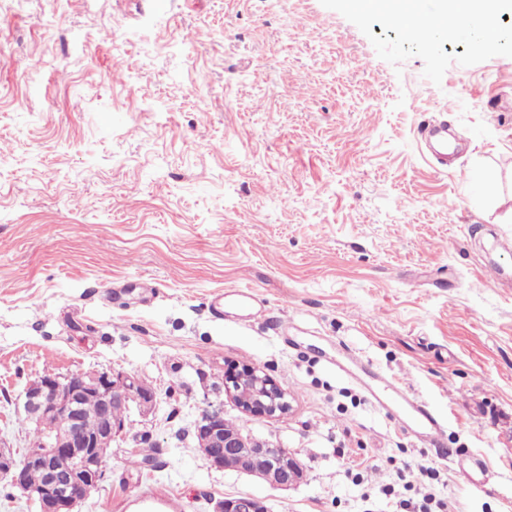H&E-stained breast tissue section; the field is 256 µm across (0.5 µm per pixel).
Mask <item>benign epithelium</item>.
Masks as SVG:
<instances>
[{"mask_svg":"<svg viewBox=\"0 0 512 512\" xmlns=\"http://www.w3.org/2000/svg\"><path fill=\"white\" fill-rule=\"evenodd\" d=\"M226 384L246 413L276 417L290 408L286 393L256 367L230 369ZM88 392L101 395L102 400L101 425L94 435L86 431L81 419V398ZM154 400V391L135 376L110 369L41 376L25 388V412L32 418L64 413L70 417V425L64 432L30 446L20 460L1 441L0 477L21 489L40 512H74L84 499L85 481H101L106 476L104 447L124 431L118 417L125 416L134 404L146 410ZM195 436L197 447L216 469L222 468L224 455L234 454L244 462V471L273 487L286 488L301 478L300 464L288 449L270 448L226 430L220 408L202 415ZM29 467L44 472L42 485L28 486L25 471ZM215 512H266V507L255 497H226L216 503Z\"/></svg>","mask_w":512,"mask_h":512,"instance_id":"7a95c632","label":"benign epithelium"}]
</instances>
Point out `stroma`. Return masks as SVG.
Returning a JSON list of instances; mask_svg holds the SVG:
<instances>
[{"mask_svg": "<svg viewBox=\"0 0 512 512\" xmlns=\"http://www.w3.org/2000/svg\"><path fill=\"white\" fill-rule=\"evenodd\" d=\"M426 46L349 0H0V440L40 376L111 369L131 407L77 512H512V7ZM123 78L114 80V62ZM453 111H444V104ZM448 129L440 165L421 131ZM253 287V318L213 299ZM432 403L471 485L327 360ZM291 408L242 411L231 365ZM296 454L287 489L211 467L204 410ZM156 462L137 464L140 449ZM216 512H266V507L258 498L250 496L225 497L215 505Z\"/></svg>", "mask_w": 512, "mask_h": 512, "instance_id": "1", "label": "stroma"}]
</instances>
